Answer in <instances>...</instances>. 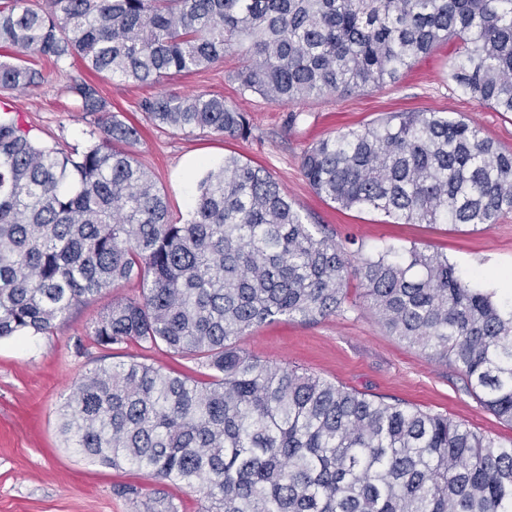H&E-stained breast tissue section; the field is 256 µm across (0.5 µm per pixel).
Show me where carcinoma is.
<instances>
[{
  "label": "carcinoma",
  "mask_w": 512,
  "mask_h": 512,
  "mask_svg": "<svg viewBox=\"0 0 512 512\" xmlns=\"http://www.w3.org/2000/svg\"><path fill=\"white\" fill-rule=\"evenodd\" d=\"M445 42L451 79L512 113V0H0V90L46 83L36 59L143 84L244 45L240 93L286 105L396 82ZM68 92L99 129L80 153L0 122V339L50 335L75 305L135 281L139 292L94 322L93 344L163 347L200 377L103 362L61 407L64 442L183 486L204 512H512V442L235 347L280 317L336 314L356 278L389 333L453 363L512 423V305L441 253L347 250L235 155L203 165L188 218L175 222L130 150L139 129L95 85L75 80ZM141 109L158 128L251 133L220 95L168 93ZM301 170L319 197L405 224L489 227L512 210V149L443 112L323 138Z\"/></svg>",
  "instance_id": "1"
}]
</instances>
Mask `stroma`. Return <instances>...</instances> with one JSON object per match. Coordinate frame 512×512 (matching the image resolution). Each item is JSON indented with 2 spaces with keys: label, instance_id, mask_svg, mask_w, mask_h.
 I'll return each mask as SVG.
<instances>
[{
  "label": "stroma",
  "instance_id": "obj_1",
  "mask_svg": "<svg viewBox=\"0 0 512 512\" xmlns=\"http://www.w3.org/2000/svg\"><path fill=\"white\" fill-rule=\"evenodd\" d=\"M452 61V45L443 44L420 57L397 82L288 105L239 95L231 79L238 65L234 55L155 84L104 77L97 84L112 111L142 126L135 156L166 194L172 220L187 217L194 160L236 155L269 171L307 223L322 225L350 250L375 254L415 245L438 251L461 271L481 273L498 300L511 302L512 212L488 228L395 224L370 209L343 210L325 201L301 172V156L311 144L394 112H444L474 121L487 137L512 149V113L493 111L465 94L449 77ZM85 73L77 63L37 90L0 91V118L21 124L38 145L84 150L92 141L95 119L75 110L67 87ZM165 92L223 95L247 112L251 133L229 139L155 127L141 103ZM134 292L129 283L90 299L75 307L52 335L0 341V512H152L161 499L173 500L178 512H200L198 494L133 467L113 469L84 459L67 447L58 430V408L72 382L102 356L89 338L93 323L113 299ZM237 346L369 396L447 415L496 441H512V424L488 411L453 365L389 334L367 308L359 281H351L341 312L314 322L283 317L253 329Z\"/></svg>",
  "mask_w": 512,
  "mask_h": 512
}]
</instances>
